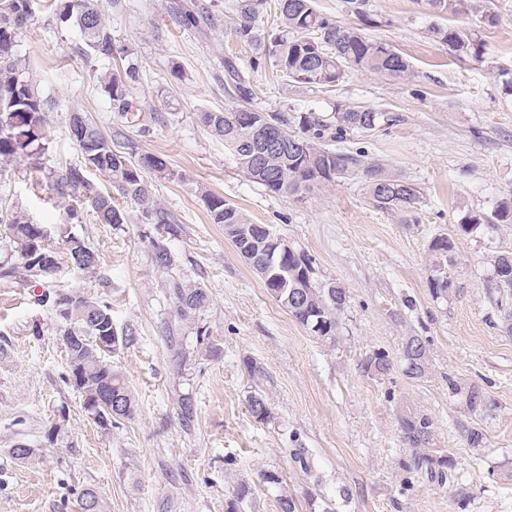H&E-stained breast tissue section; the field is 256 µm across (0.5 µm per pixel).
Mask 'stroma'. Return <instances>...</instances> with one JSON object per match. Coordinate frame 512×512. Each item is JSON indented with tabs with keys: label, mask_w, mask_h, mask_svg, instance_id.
Instances as JSON below:
<instances>
[{
	"label": "stroma",
	"mask_w": 512,
	"mask_h": 512,
	"mask_svg": "<svg viewBox=\"0 0 512 512\" xmlns=\"http://www.w3.org/2000/svg\"><path fill=\"white\" fill-rule=\"evenodd\" d=\"M95 2L128 60L86 61L84 37L49 0H34L17 36V53L49 102L47 142L36 162L0 173V210L22 207L44 227L59 261L49 291L102 297L114 327L135 328V341L113 354L112 366L136 409L111 429L99 427L65 382L53 310L38 304L34 289L0 282V512H81L75 492L86 487L96 490L102 512H226L243 483L253 492L238 512H279L284 486L298 512H512V333L503 314L512 309V288L497 286L493 267L512 254V224L458 230L466 214H491L512 195V0H488V21L467 10L436 13L429 0H369L364 23L345 0H314L339 24H360L392 46L411 71L401 80L354 71L326 88L288 81L269 59L250 73L251 108L285 116L292 133L307 112L327 119L361 106L389 117L373 131L325 140L354 158L350 173L288 196L246 179L199 120L230 102L225 59L244 68L254 54L233 33L236 0ZM179 5L203 7L204 22L179 23ZM434 25L463 31L484 54L456 55L432 39ZM128 62L138 79L131 110L121 112L98 74ZM75 109L126 155L166 160V174L150 183L167 224L145 223L99 171L87 174L91 188L111 194L128 222L99 223L86 207L68 223L52 177L82 159L68 123ZM373 164L417 190L414 209L376 205L365 176ZM210 194L307 255L317 282L345 289L335 338L312 335L268 295L223 225L212 222ZM67 233L97 254L95 274L70 267ZM440 236L454 240V264L432 250ZM155 239L174 255L173 272L153 264ZM173 277L204 288L205 307L178 316L169 298ZM436 277L447 278V293L434 294ZM410 336L428 344L429 370L419 379L403 373ZM375 352L388 356L390 372L361 371ZM250 361L263 367V379L251 378ZM474 384L486 407L473 416L466 391ZM254 393L267 399L268 422L248 409ZM184 397L195 408L188 423L179 415ZM403 410L432 419L429 450L453 459L450 480L408 470ZM468 417L486 435L482 448H470L456 426ZM18 444L37 448V456L15 461L9 450ZM293 448L308 449L322 483L291 461ZM266 473L280 484L264 482Z\"/></svg>",
	"instance_id": "obj_1"
}]
</instances>
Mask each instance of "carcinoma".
Listing matches in <instances>:
<instances>
[{"instance_id": "carcinoma-1", "label": "carcinoma", "mask_w": 512, "mask_h": 512, "mask_svg": "<svg viewBox=\"0 0 512 512\" xmlns=\"http://www.w3.org/2000/svg\"><path fill=\"white\" fill-rule=\"evenodd\" d=\"M60 19H75L86 37L85 56L89 59H112L114 45L112 34L106 29L101 13L93 0H58ZM266 0H236L234 34L240 41L253 46L256 55L249 67L257 70L260 60L270 58L289 80L312 87H333L347 75L348 70L371 72L390 79H403L410 72L408 61L387 44L366 36L354 25H341L317 12L312 0H276V18L279 32L265 37L259 32L257 19ZM431 5L442 13L455 12L460 8L481 11L480 0H430ZM32 0H0V165L30 160L41 156L46 146V112L48 102L36 91L27 76L25 65L16 50L17 30L33 17ZM430 35L448 46L458 55L478 58L483 55V45L464 36L457 29L432 26ZM224 70L234 82L235 104L222 112H204L201 121L211 132L224 140L232 153L239 171L253 183L273 194L297 193L310 185L332 181L349 172L351 158L342 153L322 149L315 140L329 137L342 139L347 134L370 132L381 122L392 117L363 107H348L333 115V121L325 122L314 113L300 116L302 134L288 132V120L278 113H257L248 107L255 95L250 82L245 80L237 62L224 60ZM105 92L120 112L128 110L129 83L136 80V70L131 67L123 72L100 74ZM71 134L82 154L79 165L66 168L65 173L53 180L58 195L73 196L86 187L85 174L89 170L107 173L120 193L132 200L140 209L141 217L164 223L161 211L155 207L151 174H164L167 163L156 155L143 154L132 161L112 148V141L83 113L69 115ZM280 135L284 145L280 148L265 147L266 131ZM371 198L380 207L406 212L417 203V190L411 185L388 178L375 166L366 169ZM90 206L102 224H125L126 212L112 202L111 195L97 194L89 198ZM210 217L215 224L224 225V233L233 244L253 241V251L262 257L263 231L251 222L240 209L214 195L206 196ZM512 196L504 198L489 216L473 214L464 217L460 229L469 233L481 224H511ZM0 231L8 239L11 249L19 256L20 263L1 264L0 278L32 288L47 279L41 268L27 262L38 252H49L44 245L45 231L42 225L33 223L22 208L0 212ZM68 260L78 273L89 276L95 273L97 254L79 238L65 236ZM432 250L452 264L455 260V243L444 237L431 245ZM153 262L161 270H169L175 257L168 247L153 243ZM277 272L288 281L278 302L302 325L313 327L323 320L321 337L336 336L338 317L346 304L345 289L332 283L317 282L313 277L310 259L303 253L294 252L282 258ZM497 283L512 288V254L500 255L494 261ZM177 311L185 316L202 307L207 301L204 288L187 282L172 283ZM293 288L303 290L302 302L290 301ZM59 336L65 346L69 361L66 381L78 390L85 400L105 386L119 392L127 407L122 417H130L135 409L132 391L121 374L112 368V356L101 344L117 350L135 340V330L127 327L119 332L112 326V309L99 297L79 293V300L70 310L57 314ZM427 341L420 336H410L403 346L404 374L410 379L423 377L429 364ZM363 372L383 375L391 369L388 357L375 352L365 358ZM467 443L472 448L482 446L485 436L469 420L457 423ZM433 422L425 414L403 412L400 415L402 438L411 448L407 467L416 471L438 469L437 477H445V471L453 469L450 459L434 460L426 448L432 438ZM292 461L299 465L316 482L322 476L314 472L308 450L291 449Z\"/></svg>"}]
</instances>
